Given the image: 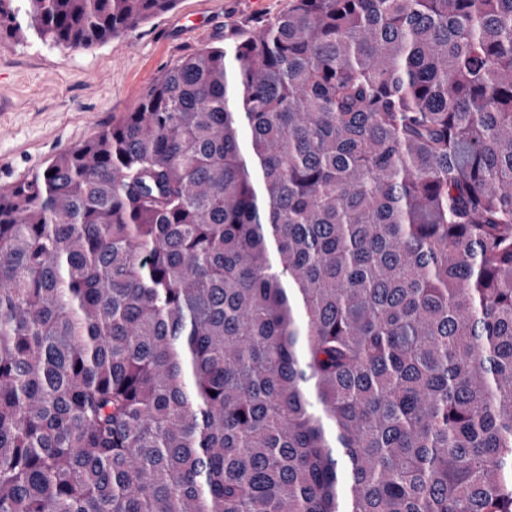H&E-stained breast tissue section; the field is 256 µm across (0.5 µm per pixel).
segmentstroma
Wrapping results in <instances>:
<instances>
[{"mask_svg": "<svg viewBox=\"0 0 512 512\" xmlns=\"http://www.w3.org/2000/svg\"><path fill=\"white\" fill-rule=\"evenodd\" d=\"M289 0H179L125 36L64 50L36 35L0 40V187L135 108L176 61L284 13Z\"/></svg>", "mask_w": 512, "mask_h": 512, "instance_id": "obj_1", "label": "stroma"}]
</instances>
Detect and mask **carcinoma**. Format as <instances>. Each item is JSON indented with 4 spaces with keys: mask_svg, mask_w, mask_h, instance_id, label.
Segmentation results:
<instances>
[{
    "mask_svg": "<svg viewBox=\"0 0 512 512\" xmlns=\"http://www.w3.org/2000/svg\"><path fill=\"white\" fill-rule=\"evenodd\" d=\"M0 512H512V0H290L1 187Z\"/></svg>",
    "mask_w": 512,
    "mask_h": 512,
    "instance_id": "carcinoma-1",
    "label": "carcinoma"
}]
</instances>
